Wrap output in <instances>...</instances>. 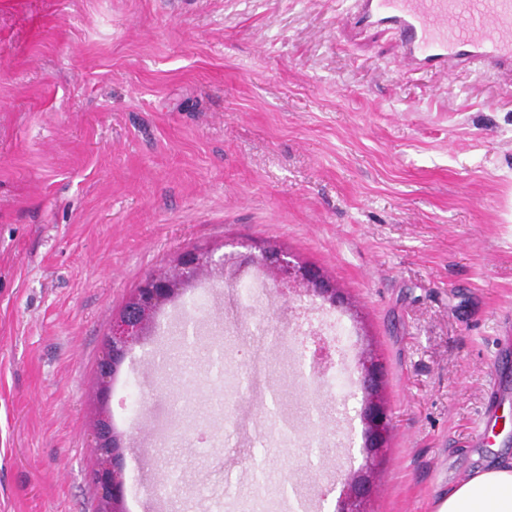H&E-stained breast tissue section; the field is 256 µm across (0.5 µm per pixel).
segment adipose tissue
I'll return each mask as SVG.
<instances>
[{
    "label": "adipose tissue",
    "instance_id": "adipose-tissue-1",
    "mask_svg": "<svg viewBox=\"0 0 512 512\" xmlns=\"http://www.w3.org/2000/svg\"><path fill=\"white\" fill-rule=\"evenodd\" d=\"M435 512H512V460L475 470L449 487Z\"/></svg>",
    "mask_w": 512,
    "mask_h": 512
}]
</instances>
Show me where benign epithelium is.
I'll list each match as a JSON object with an SVG mask.
<instances>
[{"label": "benign epithelium", "mask_w": 512, "mask_h": 512, "mask_svg": "<svg viewBox=\"0 0 512 512\" xmlns=\"http://www.w3.org/2000/svg\"><path fill=\"white\" fill-rule=\"evenodd\" d=\"M233 264L238 267L263 265L266 275L283 291H305L307 295L320 297L323 302L344 309L347 298L338 289L323 283L315 268L296 261L281 249L264 251L246 246V251L216 254L214 250L192 249L181 253L169 269L168 287L149 288L143 281L135 289L124 310L112 323V329L104 340L101 384L98 403L101 417L94 433L95 447L100 455L99 467L93 474V482L103 506V512H121L124 498L123 455L118 449L123 441H111L108 435L110 416L107 413L110 388V368L120 366L143 334L153 324V315L183 288L185 278L198 279L203 275H221L224 268ZM315 357L327 365L331 361V345L320 333L312 336ZM382 365L372 356L359 361V387L363 394L362 418L365 424V450L370 462H375L385 449L389 432L388 414L379 399ZM373 468L367 467L362 474L352 475L342 487L336 504V512H368L373 497Z\"/></svg>", "instance_id": "benign-epithelium-1"}]
</instances>
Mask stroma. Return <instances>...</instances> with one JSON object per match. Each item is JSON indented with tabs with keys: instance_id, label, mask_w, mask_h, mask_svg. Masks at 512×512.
<instances>
[{
	"instance_id": "35a3bbf8",
	"label": "stroma",
	"mask_w": 512,
	"mask_h": 512,
	"mask_svg": "<svg viewBox=\"0 0 512 512\" xmlns=\"http://www.w3.org/2000/svg\"><path fill=\"white\" fill-rule=\"evenodd\" d=\"M351 2L0 0V512H97L113 321L179 253L246 240L327 274L352 359L384 365L373 512L512 456V404L470 446L512 383V76L404 71ZM258 274L199 281L112 379L138 512H335L364 466L361 394L304 347L324 311L245 295ZM507 397L506 380L497 381L495 378H491L487 399L478 415L473 448H489L495 444V439L499 436V433L496 432L498 410L501 405H504Z\"/></svg>"
}]
</instances>
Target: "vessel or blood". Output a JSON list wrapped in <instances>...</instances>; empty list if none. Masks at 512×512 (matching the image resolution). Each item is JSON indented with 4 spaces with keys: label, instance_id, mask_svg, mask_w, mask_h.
Segmentation results:
<instances>
[{
    "label": "vessel or blood",
    "instance_id": "1",
    "mask_svg": "<svg viewBox=\"0 0 512 512\" xmlns=\"http://www.w3.org/2000/svg\"><path fill=\"white\" fill-rule=\"evenodd\" d=\"M359 31L388 29L398 38L403 69L449 74L460 67L512 73V0H354ZM512 388L494 380L478 415L474 447L497 437L498 410Z\"/></svg>",
    "mask_w": 512,
    "mask_h": 512
}]
</instances>
